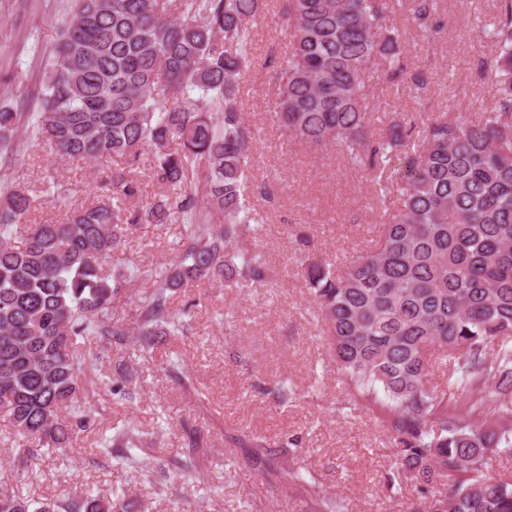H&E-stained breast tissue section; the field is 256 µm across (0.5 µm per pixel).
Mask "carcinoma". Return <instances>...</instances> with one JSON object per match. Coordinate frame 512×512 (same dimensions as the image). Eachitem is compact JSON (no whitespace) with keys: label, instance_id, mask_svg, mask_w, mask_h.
I'll return each mask as SVG.
<instances>
[{"label":"carcinoma","instance_id":"obj_1","mask_svg":"<svg viewBox=\"0 0 512 512\" xmlns=\"http://www.w3.org/2000/svg\"><path fill=\"white\" fill-rule=\"evenodd\" d=\"M264 0H76L49 50L48 77L33 122L0 110V157L24 149L30 131L63 160L152 155L164 198L141 212L128 203L139 183L125 170L104 185L106 201L61 224H29L36 193L66 203L70 188L49 177L34 190L0 196V410L30 447L63 448L94 425L82 401L94 366L89 337L121 345L128 335L115 303L152 281L135 309L149 354L186 321L169 310L189 282L264 283L269 268L254 244L264 216L246 195L257 138L239 112V78L250 62V21ZM416 23L439 27L438 0H404ZM482 68L496 101L476 122L453 115L392 120L371 132L367 78L418 82L400 37L386 26L390 0H283L290 30L279 60L272 119L284 135L333 145L353 168L373 174L376 203L398 206L378 225L373 249L346 265L317 257L299 266L326 327L338 374L381 406L396 435L398 469L444 496L429 512H512V482L485 472L490 448L512 453V430L467 423L428 380V355L452 356L449 382L512 416V0H498ZM399 182H388L393 160ZM186 223L175 259L159 268L112 272V254L145 220ZM216 216L219 223H209ZM119 384L136 382L116 367ZM124 429L103 448H137ZM0 512H118L117 503L74 496L32 507L0 485Z\"/></svg>","mask_w":512,"mask_h":512}]
</instances>
